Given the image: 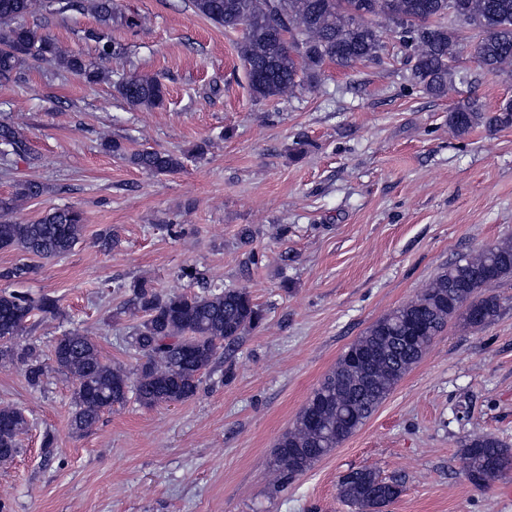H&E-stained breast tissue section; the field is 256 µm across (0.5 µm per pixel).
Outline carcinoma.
Segmentation results:
<instances>
[{
    "label": "carcinoma",
    "mask_w": 512,
    "mask_h": 512,
    "mask_svg": "<svg viewBox=\"0 0 512 512\" xmlns=\"http://www.w3.org/2000/svg\"><path fill=\"white\" fill-rule=\"evenodd\" d=\"M191 5L226 31L242 30L238 57L252 92L263 99L291 96L314 84L326 64L348 70L360 62L381 61L385 31L411 64L412 85L429 95L441 97L453 84V63L466 30L477 33L474 56L479 67L489 75L512 77V0H191ZM46 7L47 0H0V84H21L32 63L45 62L92 85L117 77L113 88L132 109L164 104V84L130 72L123 46L112 40V26L141 27L144 18L123 13L116 0H91L88 8L99 26L85 36L98 44L100 53V65L91 66L43 29L25 22ZM448 126L459 137L480 126L512 127V100L493 110L466 101L448 112ZM102 146L153 175L183 168L182 157L167 151L129 152L113 138ZM26 152L23 133L0 120L3 164ZM44 191L42 184L26 181L11 195L0 197V249L49 260L79 242L84 218L76 207L52 208L29 223L16 218L25 201ZM34 273L35 265L16 263L0 268V280L18 284ZM511 274L512 242L505 240L449 264L414 299L369 326L350 348L373 347L377 357L360 370L343 355L323 377L275 446L279 479L286 483L304 473L364 425L451 319L460 318L473 329L493 323L501 312L500 298L480 297L478 292ZM131 291L134 310L142 314L130 336V347L140 360L135 374L107 362L85 331L70 330L53 346V369L76 381L71 427L77 434L92 429L105 411L124 404L131 393L146 408L191 399L219 345L234 344L264 319L246 288L210 284L200 293L162 297L138 281ZM57 310L58 299L52 296L33 299L24 292L0 290V360L20 362L33 387L41 386L48 367L33 348H19L15 340L27 330L34 312L47 315ZM415 324L423 327L421 337L402 341L404 330ZM28 427L24 410L0 407L1 462L17 455L20 436ZM460 455L463 472L477 487L487 486L512 467V448L490 434L470 439ZM338 492L356 512H379L400 496L402 485L362 468L342 475Z\"/></svg>",
    "instance_id": "carcinoma-1"
}]
</instances>
